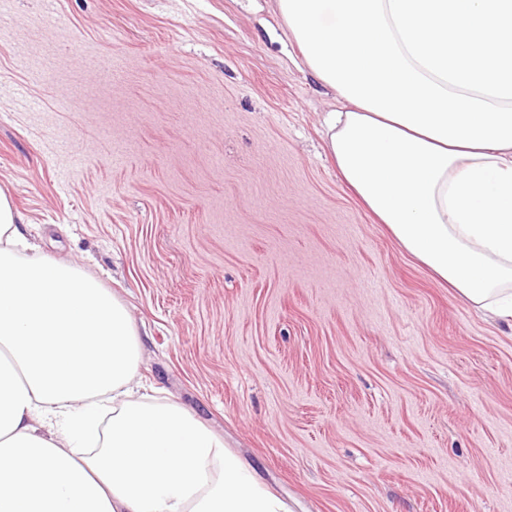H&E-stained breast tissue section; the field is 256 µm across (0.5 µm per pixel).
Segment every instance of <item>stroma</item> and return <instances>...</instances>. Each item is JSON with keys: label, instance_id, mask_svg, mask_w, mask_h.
<instances>
[{"label": "stroma", "instance_id": "obj_1", "mask_svg": "<svg viewBox=\"0 0 512 512\" xmlns=\"http://www.w3.org/2000/svg\"><path fill=\"white\" fill-rule=\"evenodd\" d=\"M0 192L288 512H512V328L325 151L275 0H0Z\"/></svg>", "mask_w": 512, "mask_h": 512}]
</instances>
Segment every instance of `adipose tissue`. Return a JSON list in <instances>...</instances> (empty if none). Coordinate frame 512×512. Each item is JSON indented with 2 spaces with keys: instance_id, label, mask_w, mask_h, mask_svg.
Wrapping results in <instances>:
<instances>
[{
  "instance_id": "1",
  "label": "adipose tissue",
  "mask_w": 512,
  "mask_h": 512,
  "mask_svg": "<svg viewBox=\"0 0 512 512\" xmlns=\"http://www.w3.org/2000/svg\"><path fill=\"white\" fill-rule=\"evenodd\" d=\"M345 100L327 147L416 260L512 326V0H276ZM0 193V512H284L182 406L142 400L126 307L19 258Z\"/></svg>"
}]
</instances>
